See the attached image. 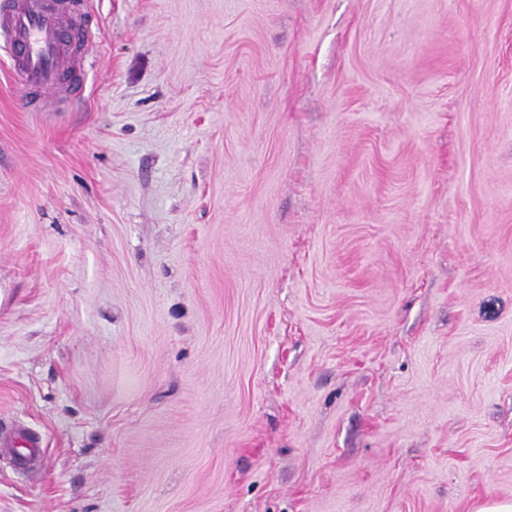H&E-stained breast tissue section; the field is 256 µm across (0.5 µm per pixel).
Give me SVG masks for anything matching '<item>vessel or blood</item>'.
Here are the masks:
<instances>
[{
    "label": "vessel or blood",
    "instance_id": "obj_1",
    "mask_svg": "<svg viewBox=\"0 0 512 512\" xmlns=\"http://www.w3.org/2000/svg\"><path fill=\"white\" fill-rule=\"evenodd\" d=\"M86 8L85 0H0V47L30 103L48 93L62 97L80 90L75 77L86 60L73 52L67 30L76 12ZM0 447L13 449L25 463L39 455L42 440L16 426L0 430Z\"/></svg>",
    "mask_w": 512,
    "mask_h": 512
}]
</instances>
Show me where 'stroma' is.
Returning <instances> with one entry per match:
<instances>
[{"label": "stroma", "instance_id": "obj_1", "mask_svg": "<svg viewBox=\"0 0 512 512\" xmlns=\"http://www.w3.org/2000/svg\"><path fill=\"white\" fill-rule=\"evenodd\" d=\"M0 53V512L512 500V0H93ZM74 1L78 0L0 1L1 49L7 50L29 98L21 94V99L37 110L44 94H54L58 100L82 90L78 81L64 79L66 74H84L87 63L72 51L67 37L76 12L87 9L85 0ZM0 447L12 448L23 463L36 458L43 448L41 437L26 428L16 426L0 430Z\"/></svg>", "mask_w": 512, "mask_h": 512}]
</instances>
